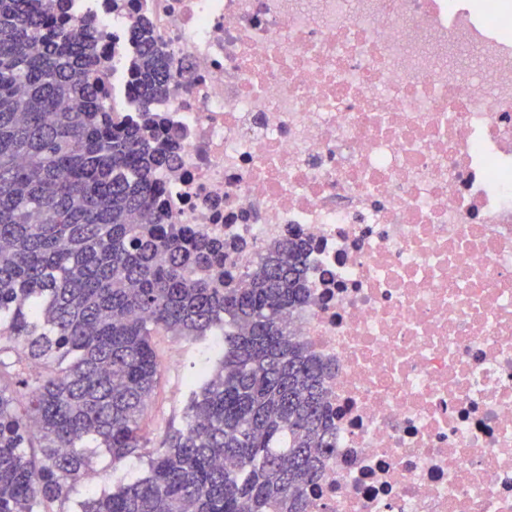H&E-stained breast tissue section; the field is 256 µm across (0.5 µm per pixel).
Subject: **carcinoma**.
<instances>
[{"label":"carcinoma","instance_id":"obj_1","mask_svg":"<svg viewBox=\"0 0 512 512\" xmlns=\"http://www.w3.org/2000/svg\"><path fill=\"white\" fill-rule=\"evenodd\" d=\"M93 32L49 0H0V512H50L99 449L146 472L79 512H305L334 439L325 368L283 318L307 302L306 244L275 243L245 288L202 276L224 246L156 213L179 149L149 116L174 77L165 53L136 22L143 124L123 125ZM216 329L182 426L150 446L153 337ZM47 361L55 375L32 372Z\"/></svg>","mask_w":512,"mask_h":512}]
</instances>
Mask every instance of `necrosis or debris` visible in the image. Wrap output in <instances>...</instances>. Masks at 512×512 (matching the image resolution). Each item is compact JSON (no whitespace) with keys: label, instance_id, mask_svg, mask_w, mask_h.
Here are the masks:
<instances>
[{"label":"necrosis or debris","instance_id":"obj_1","mask_svg":"<svg viewBox=\"0 0 512 512\" xmlns=\"http://www.w3.org/2000/svg\"><path fill=\"white\" fill-rule=\"evenodd\" d=\"M110 109L130 30L175 73L173 224L224 277L309 243L288 310L326 364L336 446L307 512H512V0H68Z\"/></svg>","mask_w":512,"mask_h":512}]
</instances>
